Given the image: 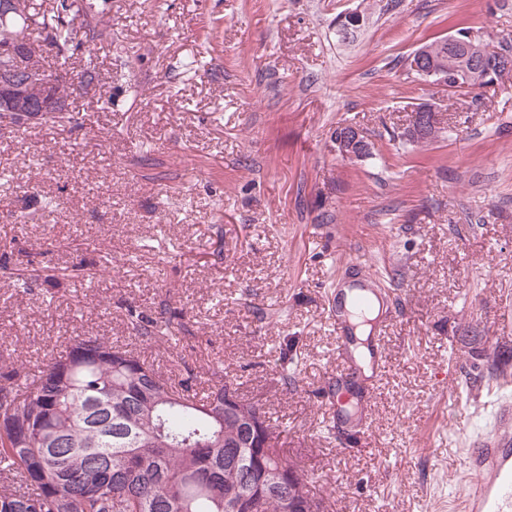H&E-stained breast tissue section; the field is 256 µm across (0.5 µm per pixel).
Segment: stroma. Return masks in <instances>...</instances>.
<instances>
[{
	"instance_id": "stroma-1",
	"label": "stroma",
	"mask_w": 512,
	"mask_h": 512,
	"mask_svg": "<svg viewBox=\"0 0 512 512\" xmlns=\"http://www.w3.org/2000/svg\"><path fill=\"white\" fill-rule=\"evenodd\" d=\"M96 2L116 39L89 46L110 78L70 100L85 129L0 133V240L65 273L0 278V364L131 343L126 306L164 302L188 329L177 356L143 358L202 388L236 378L324 512H459V462L512 406V77L472 98L407 59L462 27L512 41V0ZM422 104L441 135L406 142ZM341 124L369 157L337 153ZM353 260L393 302L387 367L336 417L326 397L354 400L329 301Z\"/></svg>"
}]
</instances>
